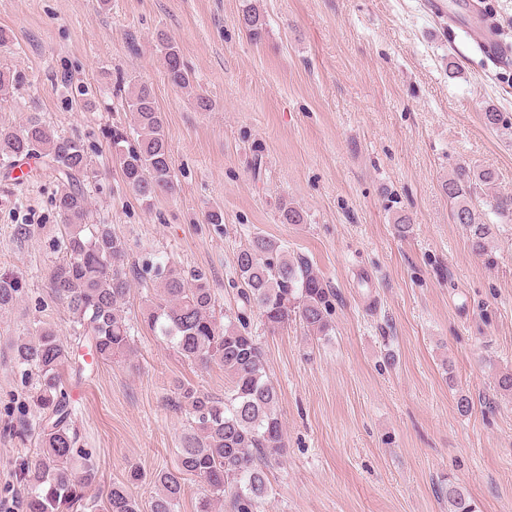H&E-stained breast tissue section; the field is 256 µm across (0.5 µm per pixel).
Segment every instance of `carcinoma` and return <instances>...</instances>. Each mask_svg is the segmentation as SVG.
Instances as JSON below:
<instances>
[{"mask_svg":"<svg viewBox=\"0 0 512 512\" xmlns=\"http://www.w3.org/2000/svg\"><path fill=\"white\" fill-rule=\"evenodd\" d=\"M241 23L253 39L261 38L266 21L248 3ZM160 52L167 81L175 88L190 89L194 78L186 68L178 46L159 34ZM20 79L8 68L0 69V97L16 89ZM133 117L132 127H112L115 158L126 185L141 200L154 199L176 190L169 143L162 113L151 89L134 84L122 98ZM38 157L58 180L55 206L66 240V259L50 272L51 290L65 304L73 323L82 329L89 354L101 362L126 357L132 351V325L124 310L130 279L124 264L126 243L108 224L89 223L85 181L91 162L81 142L47 125L31 112L18 128L0 127V166L13 169ZM493 179L488 170L464 166L442 184L455 203L454 223L469 231L473 251L488 254L493 225L481 220L471 203L479 184ZM491 210L512 217V196L489 199ZM283 224H302L300 209L280 207ZM241 306L224 314V325L214 316L216 297L206 275L185 277L175 267L159 265L154 273L157 300L144 321L150 329L190 363L208 368L219 365L229 379L224 397L209 395L190 383L174 386V406L191 421L185 446L179 449L175 470L160 469L152 475L158 488L150 512H176L184 492V476L193 475L206 486L199 512H218L229 499L233 512H258L269 496L267 470L278 463L285 448L284 432L276 413L278 392L268 379L264 353L250 324L257 310L270 332L300 319L307 331L327 336L335 294L309 262L293 256L276 238L256 235L237 254ZM19 297L16 279L0 274V311L14 306ZM17 366L35 378L33 403L42 411L38 441L40 453L24 471L29 493L25 512H81L89 507L88 491L98 472L89 452L79 446L71 422L74 410L62 390L61 370L73 351L58 330L41 324L12 346ZM450 512H476L474 503L455 482L446 491ZM139 503L123 484L106 493L105 512H139Z\"/></svg>","mask_w":512,"mask_h":512,"instance_id":"obj_1","label":"carcinoma"}]
</instances>
